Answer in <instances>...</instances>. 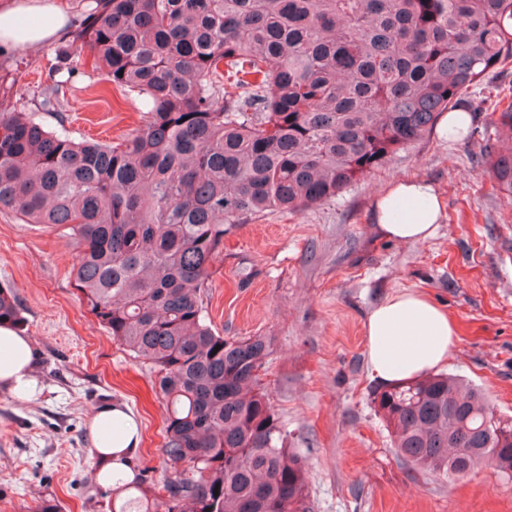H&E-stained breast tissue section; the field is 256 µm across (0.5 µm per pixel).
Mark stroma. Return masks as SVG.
I'll list each match as a JSON object with an SVG mask.
<instances>
[{
	"mask_svg": "<svg viewBox=\"0 0 512 512\" xmlns=\"http://www.w3.org/2000/svg\"><path fill=\"white\" fill-rule=\"evenodd\" d=\"M66 37L9 51L18 72L16 109L38 111L78 141L118 143L140 128L136 94L102 93L81 65L58 112L38 106ZM512 97V65L471 90L473 134L426 133L335 200L296 215L271 213L225 236L211 267L206 305L227 338L271 339L264 381L289 439L308 458L310 512H512V475L484 465L464 479L433 476L393 447L372 403L379 381L367 362L365 322L391 295L416 290L441 304L457 328L446 370L478 386L512 416V198L500 192L480 151L496 142L491 114ZM434 183L445 217L429 240L383 238L372 219L390 181ZM76 252L65 231L22 223L0 207V285L14 288L38 358L30 395L0 387V512H36L46 498L63 512H108L91 474L90 428L106 404L141 422L134 468L165 476V408L155 375L82 306L69 277Z\"/></svg>",
	"mask_w": 512,
	"mask_h": 512,
	"instance_id": "35a3bbf8",
	"label": "stroma"
}]
</instances>
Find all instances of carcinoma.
<instances>
[{
  "mask_svg": "<svg viewBox=\"0 0 512 512\" xmlns=\"http://www.w3.org/2000/svg\"><path fill=\"white\" fill-rule=\"evenodd\" d=\"M83 2L41 109L63 107L87 54L145 98V122L119 144L76 142L5 107L17 72L0 63V207L67 227L82 304L156 374L167 472L159 487L136 473L111 512H306L305 459L262 383L271 342L213 328L210 266L231 229L335 199L512 63V0ZM494 124L512 141V102ZM481 161L512 197V147ZM2 324L23 317L0 286ZM372 402L412 464L512 474V418L480 389L429 373Z\"/></svg>",
  "mask_w": 512,
  "mask_h": 512,
  "instance_id": "cac0c4a2",
  "label": "carcinoma"
}]
</instances>
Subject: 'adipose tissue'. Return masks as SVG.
Here are the masks:
<instances>
[{
    "instance_id": "obj_1",
    "label": "adipose tissue",
    "mask_w": 512,
    "mask_h": 512,
    "mask_svg": "<svg viewBox=\"0 0 512 512\" xmlns=\"http://www.w3.org/2000/svg\"><path fill=\"white\" fill-rule=\"evenodd\" d=\"M67 22L54 0H19L0 10V46L22 49L50 41L62 34ZM399 204L405 208L400 220L392 216ZM443 211L433 184L414 178L387 186L375 201L374 218L387 240L416 243L434 235ZM365 334L369 367L386 383L415 379L446 365L456 344L447 312L414 292L395 294L376 307L367 318ZM35 359L28 337L0 327V387L27 394ZM140 440V426L127 407L116 404L98 410L91 429V453L107 462L105 486L132 480L131 460Z\"/></svg>"
}]
</instances>
